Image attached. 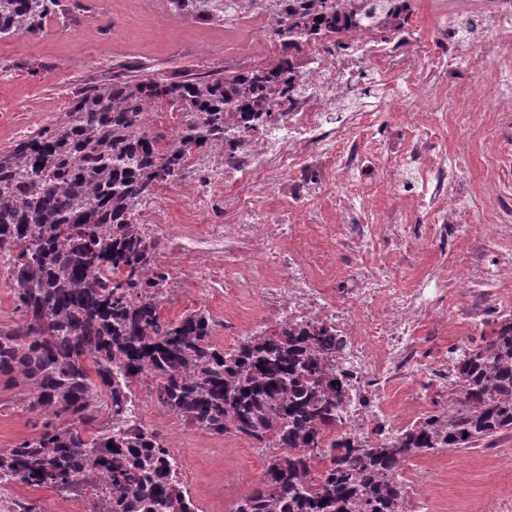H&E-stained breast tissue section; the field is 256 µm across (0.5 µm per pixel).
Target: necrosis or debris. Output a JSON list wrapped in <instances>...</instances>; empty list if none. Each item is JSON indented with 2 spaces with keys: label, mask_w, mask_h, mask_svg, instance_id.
<instances>
[{
  "label": "necrosis or debris",
  "mask_w": 512,
  "mask_h": 512,
  "mask_svg": "<svg viewBox=\"0 0 512 512\" xmlns=\"http://www.w3.org/2000/svg\"><path fill=\"white\" fill-rule=\"evenodd\" d=\"M430 9L439 23V43L447 55L448 68L464 64L479 66L480 43L512 42V0H431ZM480 11L491 18L480 37L464 32L459 21ZM346 37L353 50L341 55L324 45H309L311 61L291 99L275 100L279 120L249 131L234 152L215 148L204 155H191L186 175L176 183L178 197L207 211L206 224H167L166 204L154 198L138 206L136 228L159 244L157 261L166 281L158 290L161 303H168L187 275H195L207 293L225 292L259 297V309L249 316L225 312L220 335L249 336L279 326L311 325L331 329L344 346L330 357L328 366L345 375L347 397L341 409L343 433L355 440H372L377 434L397 436L400 430L420 423L426 413L422 394L433 391L443 410L454 406L461 388L456 371L457 354L440 352L426 357L415 336L433 320L440 297L457 299V316L468 325L484 323L494 312L492 297L500 283L512 280V213L496 208L499 180L486 172L483 194L493 207L483 214L494 225L493 244L499 247L495 272L474 266L466 275L451 280L433 270V295L398 293L387 288L373 264L361 263L352 285L335 292L323 287L320 274L335 267L336 251L314 242L311 247L292 246V225L269 210L264 194L274 188L286 198L291 215L311 224L325 223L328 238L342 236L357 254H365L380 238L405 241L416 238L406 224H350L346 218L354 197L365 193L351 171L355 161L379 158L385 151L380 140L360 147L353 130L364 128L365 112H345L333 119L332 111L357 63L385 62L392 72L414 90L410 107L400 109L404 124L416 129L407 163L420 171L441 175L427 205L434 216L432 233L447 243L448 227L456 223L463 203L447 189L453 172L436 153L432 136L421 129V118L431 109L447 110L458 105L467 125L482 126L490 111L512 113V59H503L488 75H480L474 100L459 99L455 80L443 91L419 77L423 50L406 40L378 37L374 29L361 26ZM344 143L332 171H325L326 150ZM340 190V204L331 218L308 211L307 198Z\"/></svg>",
  "instance_id": "obj_1"
}]
</instances>
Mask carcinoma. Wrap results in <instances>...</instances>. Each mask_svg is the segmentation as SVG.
<instances>
[{
	"label": "carcinoma",
	"mask_w": 512,
	"mask_h": 512,
	"mask_svg": "<svg viewBox=\"0 0 512 512\" xmlns=\"http://www.w3.org/2000/svg\"><path fill=\"white\" fill-rule=\"evenodd\" d=\"M181 13L209 0H168ZM275 51L246 69L180 81L116 78L76 94L56 123L0 152V247L25 322L0 328V374L25 388L44 422L39 435L0 451V481L76 491L103 472L105 512H196L165 441L112 430L87 433L98 408L123 418L131 385L150 374L157 402L190 427L272 442L261 483L231 512H402L396 480L409 455L476 448L512 430V314L458 362L460 407L437 409L393 441L363 445L338 434L343 381L324 371L336 350L328 329L285 327L226 352L212 320L162 317L151 289L154 245L134 231L136 208L182 178L189 152L274 120L267 102L289 99L305 68V42L361 21L381 34L404 29L411 0H281ZM58 0H0V38L35 34ZM179 112L175 140L152 112Z\"/></svg>",
	"instance_id": "obj_1"
}]
</instances>
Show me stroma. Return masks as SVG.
<instances>
[{"mask_svg":"<svg viewBox=\"0 0 512 512\" xmlns=\"http://www.w3.org/2000/svg\"><path fill=\"white\" fill-rule=\"evenodd\" d=\"M413 6L410 28L428 52L421 63L420 77L438 86L446 81L447 72L436 63L441 50L433 37L427 0H414ZM168 10L167 0H93L90 12L81 14L73 0H59L42 32L1 38L0 151L10 150L17 140L53 124L79 91L111 82L114 76L178 81L223 68V22L204 25L187 14L170 25H160L157 14ZM203 40L210 42L212 51L201 59L197 44ZM394 82V74L384 64H360L336 109L372 113V134L386 140L395 157L402 158L413 133L402 124L397 112L384 105ZM429 129L435 135L436 150L454 171L450 189L469 209L461 223L449 225L448 238L452 242L467 238L469 246L461 250L452 245L444 250L423 237L410 248L390 240L371 248L366 260L378 268L389 287L402 292L421 287L438 267L452 279L464 276L477 264L493 267L497 250L487 241L474 210L487 169L500 175V205L512 208V121L497 116L482 129L473 130L458 114L450 113L437 115ZM420 190L419 173L410 170L397 193H377L356 201L351 218L382 222L405 216L414 224L432 223L431 212L412 204ZM250 306L247 298H206L198 281L190 278L184 282L178 300L164 307L163 315L176 320L201 307L209 309L217 320L223 318L225 309L241 312ZM441 312L448 330L443 333L436 325H423L416 345L424 353L432 355L446 347L478 344L495 327L490 319L475 328L457 327L455 302L451 299L444 302ZM23 393L10 377L0 375V451L16 447L42 428L41 418L23 409ZM157 417L177 443L181 478L198 512H231L236 492L234 486L225 484V474L263 471L265 460L252 455L245 438L231 436L218 446L205 436H186L180 418L165 408H158ZM509 454L512 432L485 446L418 455L412 463L426 472L431 485L443 489L442 497L433 503L435 512H487L494 502L512 504V472L496 465L499 457Z\"/></svg>","mask_w":512,"mask_h":512,"instance_id":"obj_1","label":"stroma"}]
</instances>
